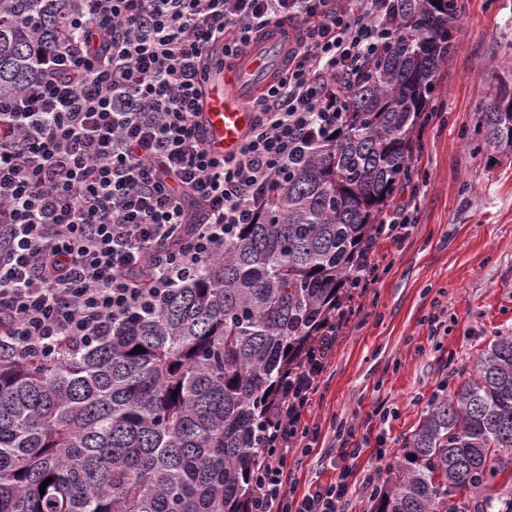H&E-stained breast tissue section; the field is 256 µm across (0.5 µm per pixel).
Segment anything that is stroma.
<instances>
[{
	"mask_svg": "<svg viewBox=\"0 0 512 512\" xmlns=\"http://www.w3.org/2000/svg\"><path fill=\"white\" fill-rule=\"evenodd\" d=\"M458 4L439 111L382 213L412 229L376 245L384 273L355 293L361 312L337 336L302 419L314 437L288 460L299 495L349 469L345 512H374L368 475L394 471L433 393L455 389L489 340L512 331V155H494L474 135L493 85L485 65L512 60V0ZM343 428L359 457L341 458Z\"/></svg>",
	"mask_w": 512,
	"mask_h": 512,
	"instance_id": "35a3bbf8",
	"label": "stroma"
}]
</instances>
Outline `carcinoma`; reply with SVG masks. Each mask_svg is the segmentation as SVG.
Masks as SVG:
<instances>
[{
  "mask_svg": "<svg viewBox=\"0 0 512 512\" xmlns=\"http://www.w3.org/2000/svg\"><path fill=\"white\" fill-rule=\"evenodd\" d=\"M67 2L0 0V94L39 76L38 57L65 37ZM457 13V0H396L392 46L352 90L336 134L153 314L78 354L0 358V512H246L269 402L335 313L357 249L409 177ZM490 73L496 90L477 133L511 155L512 111L499 100L512 64ZM499 478L512 482L509 331L433 402L375 512H464L457 495ZM475 512H512V493L487 495Z\"/></svg>",
  "mask_w": 512,
  "mask_h": 512,
  "instance_id": "carcinoma-1",
  "label": "carcinoma"
}]
</instances>
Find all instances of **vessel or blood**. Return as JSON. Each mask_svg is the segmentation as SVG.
<instances>
[{"mask_svg":"<svg viewBox=\"0 0 512 512\" xmlns=\"http://www.w3.org/2000/svg\"><path fill=\"white\" fill-rule=\"evenodd\" d=\"M288 26H269L255 43L246 46L232 65L212 62L200 100V131L210 152L236 153L252 126L254 97L282 66L288 50Z\"/></svg>","mask_w":512,"mask_h":512,"instance_id":"vessel-or-blood-1","label":"vessel or blood"}]
</instances>
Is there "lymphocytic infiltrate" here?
<instances>
[{
	"label": "lymphocytic infiltrate",
	"instance_id": "f902f5d3",
	"mask_svg": "<svg viewBox=\"0 0 512 512\" xmlns=\"http://www.w3.org/2000/svg\"><path fill=\"white\" fill-rule=\"evenodd\" d=\"M394 0H74L67 35L40 76L0 95V353L55 358L149 315L169 288L255 223L274 182L333 134L348 92L390 48ZM299 22L288 62L254 100L238 153L199 135L211 60L237 59L273 23ZM382 223L351 278H381ZM357 315L338 307L270 407L249 512H340L349 473L295 498L287 487L301 419L336 338Z\"/></svg>",
	"mask_w": 512,
	"mask_h": 512
}]
</instances>
